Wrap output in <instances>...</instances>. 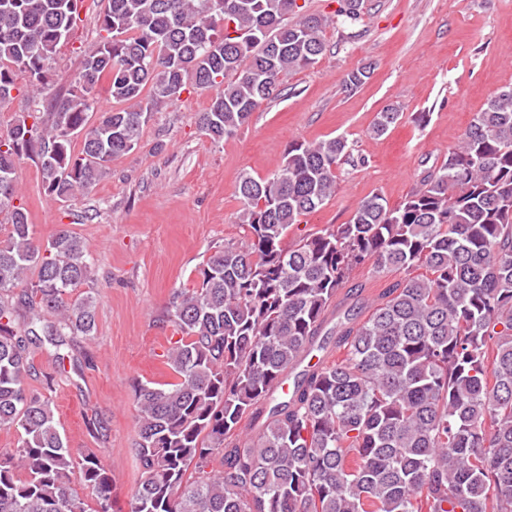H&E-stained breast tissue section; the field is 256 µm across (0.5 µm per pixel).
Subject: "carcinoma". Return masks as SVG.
Masks as SVG:
<instances>
[{
    "instance_id": "1",
    "label": "carcinoma",
    "mask_w": 512,
    "mask_h": 512,
    "mask_svg": "<svg viewBox=\"0 0 512 512\" xmlns=\"http://www.w3.org/2000/svg\"><path fill=\"white\" fill-rule=\"evenodd\" d=\"M79 2L0 0V103L19 72L52 103L51 120L26 112L0 131V429L18 435L0 453V512H88L80 487L109 512L112 489L101 457L73 454L51 398L30 385V345L64 364L74 341L94 338L97 301L75 294L93 272L80 237L61 228L34 242L20 161L36 154L45 195L71 201L188 87L215 91L198 129L220 141L326 50L328 17L298 0H107L104 36L74 89L53 97L47 63ZM338 4L341 22L359 19L362 0ZM104 78L116 107L90 126ZM401 116L382 110L370 135ZM349 161L344 136L298 141L270 175L240 176L243 241L217 247L162 315L177 335L174 380L134 387L131 512H512V86L400 204L373 195L347 223L284 246ZM361 267L401 273L363 320L355 304L331 309Z\"/></svg>"
}]
</instances>
